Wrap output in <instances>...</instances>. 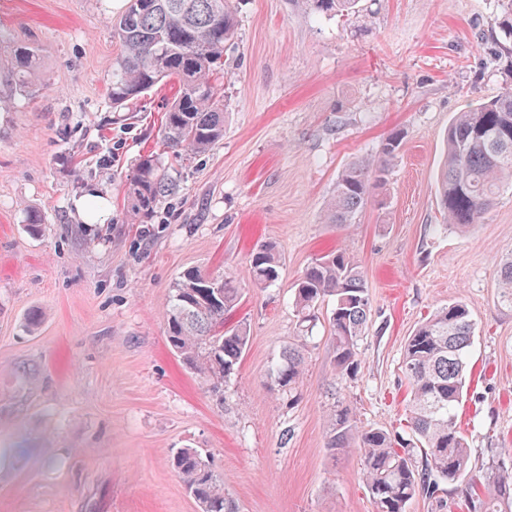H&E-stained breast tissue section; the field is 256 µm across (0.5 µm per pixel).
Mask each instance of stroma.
Here are the masks:
<instances>
[{"instance_id":"obj_1","label":"stroma","mask_w":512,"mask_h":512,"mask_svg":"<svg viewBox=\"0 0 512 512\" xmlns=\"http://www.w3.org/2000/svg\"><path fill=\"white\" fill-rule=\"evenodd\" d=\"M500 5L361 0L355 14L320 17L306 0H238L224 138L171 166L178 194L135 224L127 180L140 155L161 152L178 83L113 110L110 0H0V61L30 44L41 76L23 97L0 74V512H198L169 462L187 445L210 456L242 512H373L359 454L327 447V406L340 397L359 426L407 434L405 342L455 301L475 322L457 423L472 470L496 465L512 447V311L497 302L512 187L482 223L446 230L437 178L455 114L501 88ZM396 130L383 205L322 223L338 172ZM88 192L107 200V223H83ZM29 208L43 235L26 232ZM265 241L282 266L261 289L249 256ZM337 249L360 263L369 294L360 368L337 375L332 304L319 303L291 405L266 374L296 334V278ZM191 267L234 276L242 298L228 322L250 328L220 398L166 341L172 285ZM33 309L45 319L29 333Z\"/></svg>"}]
</instances>
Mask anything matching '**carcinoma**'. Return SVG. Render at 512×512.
Masks as SVG:
<instances>
[{
  "label": "carcinoma",
  "instance_id": "cac0c4a2",
  "mask_svg": "<svg viewBox=\"0 0 512 512\" xmlns=\"http://www.w3.org/2000/svg\"><path fill=\"white\" fill-rule=\"evenodd\" d=\"M307 2L317 14L332 16L356 12L359 0ZM495 25L501 56L512 59V0H502ZM112 36L120 46L108 88L113 107L175 77L181 90L165 112L166 148L190 159L223 140L224 105L217 81L224 73V45L237 37L232 0H127L112 24ZM38 60L33 47L13 44L7 73L15 92L33 91ZM403 139L404 133H391L378 155L354 162L337 175L323 223H356L371 191L388 184ZM509 184L512 81L488 101L457 113L448 126L438 186L448 225L465 228L481 223ZM177 191L178 184L159 155L139 156L127 183L131 220L149 223ZM249 263L256 285H273L281 268L278 245H258ZM498 284V304L512 311V255L499 264ZM326 299L332 302L335 369L351 377L359 369L357 346L365 334L369 297L360 265L342 250L317 259L296 280L291 306L298 322H312L316 305ZM239 302V288L229 274L212 276L194 268L183 271L169 297L168 344L211 392H220L236 375L249 343L246 323L224 328V316ZM473 337L471 311L460 301L434 311L408 337L402 361L410 388L408 437L358 426L344 402L330 409L329 448L359 452L374 512H406L414 497L435 498L444 483L459 480L471 497L473 512H512V469L500 465L490 479L472 473L467 439L456 424ZM309 343V329L300 330L267 373L270 388L285 395L290 406L300 398ZM170 461L200 512H241L225 487L224 474L199 449L179 448ZM481 486L486 495L473 497Z\"/></svg>",
  "mask_w": 512,
  "mask_h": 512
}]
</instances>
